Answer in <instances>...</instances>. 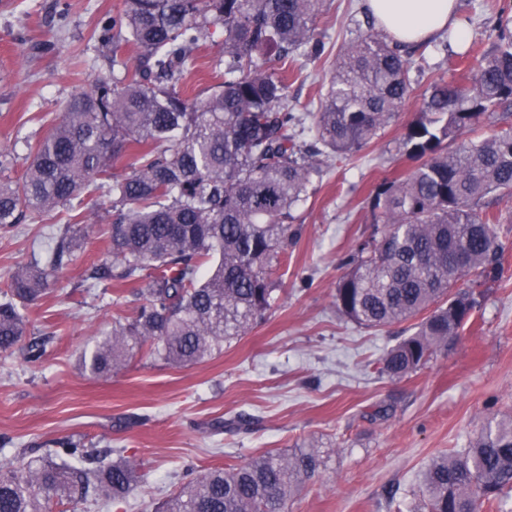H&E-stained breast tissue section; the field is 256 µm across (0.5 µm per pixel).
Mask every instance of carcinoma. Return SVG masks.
Masks as SVG:
<instances>
[{
	"label": "carcinoma",
	"mask_w": 512,
	"mask_h": 512,
	"mask_svg": "<svg viewBox=\"0 0 512 512\" xmlns=\"http://www.w3.org/2000/svg\"><path fill=\"white\" fill-rule=\"evenodd\" d=\"M323 0H124L98 39L112 48V80L67 100L35 144L21 179L12 147L0 146V228L65 213L47 262L0 282V351L25 335L29 308L51 293L49 271L73 256L88 221L107 225L106 258L83 281L133 285L144 302L112 322L83 364L110 375L146 351L169 365L202 361L245 335L270 307L273 274L299 236L291 211L308 194L323 159L350 156L377 138L414 92V63L382 29L360 31L339 55L319 110L314 141L299 140L288 110V56L314 45ZM224 28L214 71L224 81L202 97L183 90L185 71ZM489 50L470 82L434 83L422 96L404 146L418 161L377 189L374 235L343 257L338 310L367 328L421 317L389 349L382 370L416 371L470 318L475 289L501 274L504 245L494 204L512 199V131L448 143L487 114L512 112V16L499 14ZM140 50L134 69L120 45ZM274 48L263 64L257 51ZM128 159L125 172L115 165ZM108 208L85 215V196ZM463 276L469 289L454 293ZM321 466L314 448L267 453L240 465L192 473L158 512H286L288 497ZM136 479L127 460L104 462L77 442L45 458L0 467V512H53L90 495L125 498ZM512 490V421L490 420L460 456L426 470L429 512H479Z\"/></svg>",
	"instance_id": "1"
}]
</instances>
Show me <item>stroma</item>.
<instances>
[{"label": "stroma", "mask_w": 512, "mask_h": 512, "mask_svg": "<svg viewBox=\"0 0 512 512\" xmlns=\"http://www.w3.org/2000/svg\"><path fill=\"white\" fill-rule=\"evenodd\" d=\"M122 8L123 0H0V143L16 150L15 175L70 96L111 78L112 54L97 28ZM501 9L512 14V0H459L466 38L442 35L413 53L422 70L397 118L355 156L323 161L293 212L302 231L271 307L221 353L182 367L141 353L108 377L85 370L82 353L134 307L128 290L81 286L82 272L105 257L99 226L87 227L73 264L30 308L25 343L0 354V466L39 459L72 439L137 467L127 501L105 509L81 502L75 512H154L187 469L316 448L323 464L287 512H420L429 464L463 451L488 420H512V199L498 205L501 277L482 288L471 321L414 373L391 378L379 366L416 321L360 327L338 312L335 288L346 272L341 259L372 232L379 185L414 166L402 140L422 92L440 78L470 77ZM368 17L366 0H323L322 55L288 60L290 111H317L338 53ZM210 32L189 67L192 94L219 81L211 66L224 30ZM58 230L50 218L0 228V277L46 258ZM33 340L45 347L35 361L27 356Z\"/></svg>", "instance_id": "obj_1"}]
</instances>
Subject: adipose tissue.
Masks as SVG:
<instances>
[{"mask_svg": "<svg viewBox=\"0 0 512 512\" xmlns=\"http://www.w3.org/2000/svg\"><path fill=\"white\" fill-rule=\"evenodd\" d=\"M377 23L391 38L409 45L459 27L457 0H367Z\"/></svg>", "mask_w": 512, "mask_h": 512, "instance_id": "adipose-tissue-1", "label": "adipose tissue"}]
</instances>
